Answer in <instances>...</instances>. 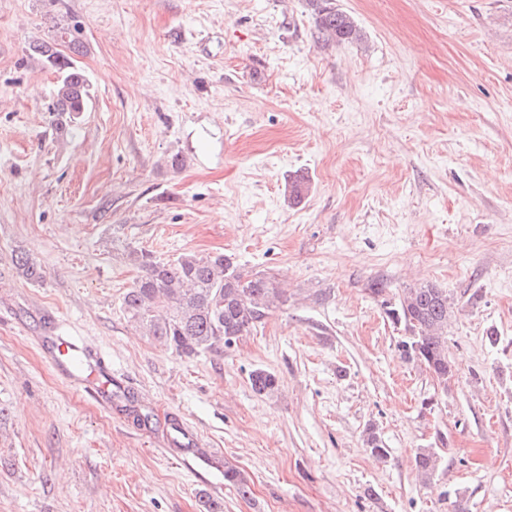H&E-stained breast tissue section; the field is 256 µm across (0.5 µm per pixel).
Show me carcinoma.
<instances>
[{"instance_id":"1","label":"carcinoma","mask_w":512,"mask_h":512,"mask_svg":"<svg viewBox=\"0 0 512 512\" xmlns=\"http://www.w3.org/2000/svg\"><path fill=\"white\" fill-rule=\"evenodd\" d=\"M316 16V30L325 42L362 40L355 19L336 7L335 0H308ZM29 55L60 73L49 111L64 131L72 116L85 110L89 84L84 72L63 55L55 40L29 44ZM309 189L308 180L296 175L288 181V200L300 202ZM140 276L124 294L122 307L129 322L146 336L180 357H194L230 347L255 330L272 309L285 303L273 277L244 271L230 254L186 252L174 261H161L145 251L128 254ZM393 319L410 332L399 343L405 358L425 365L433 378L448 383L454 368L448 357V320L451 303L447 291L431 284L406 288L391 309ZM252 390L268 395L278 389L276 376L264 369L251 372ZM421 478L430 480L439 465L431 448L415 457ZM224 480L246 496L250 488L236 468L224 466Z\"/></svg>"}]
</instances>
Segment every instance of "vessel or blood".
Instances as JSON below:
<instances>
[{"mask_svg":"<svg viewBox=\"0 0 512 512\" xmlns=\"http://www.w3.org/2000/svg\"><path fill=\"white\" fill-rule=\"evenodd\" d=\"M44 348L50 352L55 368L72 386L92 390L101 400L111 399L116 384L111 370L80 338L48 336L44 339Z\"/></svg>","mask_w":512,"mask_h":512,"instance_id":"vessel-or-blood-1","label":"vessel or blood"}]
</instances>
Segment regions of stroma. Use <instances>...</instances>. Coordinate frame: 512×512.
<instances>
[{
  "label": "stroma",
  "mask_w": 512,
  "mask_h": 512,
  "mask_svg": "<svg viewBox=\"0 0 512 512\" xmlns=\"http://www.w3.org/2000/svg\"><path fill=\"white\" fill-rule=\"evenodd\" d=\"M336 4L362 41H318L306 0H0V512H512V0ZM74 24L90 96L61 133L27 49ZM134 249L234 255L287 301L178 356L123 314ZM426 283L452 303L445 385L388 313ZM46 336L124 395L73 388ZM175 422L218 466L172 451ZM44 349L61 375L77 390L91 389L103 402L112 398L117 380L103 360L94 356L78 337H45ZM249 379L252 390L258 395L272 394L279 386L276 376L264 369L253 370Z\"/></svg>",
  "instance_id": "1"
}]
</instances>
